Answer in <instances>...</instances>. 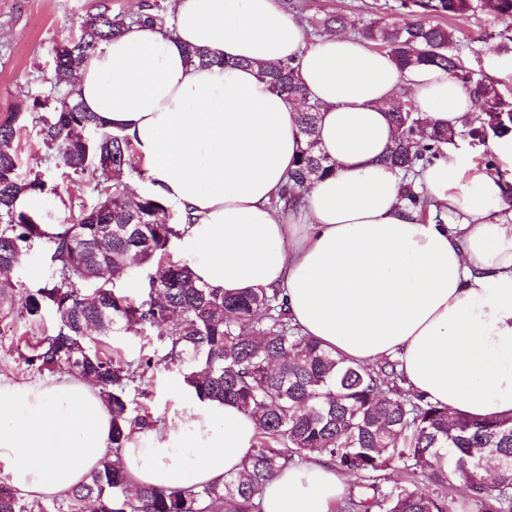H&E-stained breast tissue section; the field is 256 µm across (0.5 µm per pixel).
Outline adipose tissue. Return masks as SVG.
<instances>
[{
  "mask_svg": "<svg viewBox=\"0 0 512 512\" xmlns=\"http://www.w3.org/2000/svg\"><path fill=\"white\" fill-rule=\"evenodd\" d=\"M172 26L133 24L103 42L75 92L144 164L138 194L175 209L192 268L233 294L284 289L302 335L348 360H398L406 386L474 417L512 416V133L489 141L500 174L459 150L417 178L449 221L422 218L384 162L388 105L407 97L431 125L461 129L472 95L434 66L401 71L343 33L307 39L282 0H173ZM204 52L192 64L188 49ZM294 61L319 103V151L336 164L298 212L271 201L300 153L297 101L260 66ZM112 414L87 379L0 381V474L33 496L64 495L112 454ZM253 419L195 402L189 425L132 434L133 487L220 484L253 451ZM344 489L321 464L267 482L262 512H331Z\"/></svg>",
  "mask_w": 512,
  "mask_h": 512,
  "instance_id": "adipose-tissue-1",
  "label": "adipose tissue"
}]
</instances>
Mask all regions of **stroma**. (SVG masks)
<instances>
[{
	"label": "stroma",
	"mask_w": 512,
	"mask_h": 512,
	"mask_svg": "<svg viewBox=\"0 0 512 512\" xmlns=\"http://www.w3.org/2000/svg\"><path fill=\"white\" fill-rule=\"evenodd\" d=\"M375 0H285L288 11L300 22L327 13L358 11L363 19L373 18ZM133 0H0V118L11 112H32L33 101L50 93L45 77L53 65L56 49L78 32L80 22L98 12L132 14ZM463 44V56L470 67L483 71L500 83L504 93L512 94V53H502L500 32L512 33V20L482 14L480 20L447 18ZM16 146L21 172L43 173L56 185L57 194L31 200V208L44 214L48 223L69 224L78 217L80 207L92 204L98 182L78 181L63 176L52 155L40 142L34 122H27ZM53 314H45L41 331L49 332ZM40 333L29 331L26 323L13 316L0 319V380L37 384L52 380L50 372H39L24 362ZM156 331H121L112 344L128 358L149 357L153 367L141 383L142 404L163 423L186 421L193 401L186 392L181 372L167 365L156 340Z\"/></svg>",
	"instance_id": "1"
}]
</instances>
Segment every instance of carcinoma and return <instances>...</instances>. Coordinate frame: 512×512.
<instances>
[{
  "label": "carcinoma",
  "instance_id": "1",
  "mask_svg": "<svg viewBox=\"0 0 512 512\" xmlns=\"http://www.w3.org/2000/svg\"><path fill=\"white\" fill-rule=\"evenodd\" d=\"M490 9L512 19V0H392L375 6L366 23L347 14L313 19L310 34L347 31L388 53L402 69L430 65L469 90L479 115L467 121L472 139L512 132V102L486 76L465 65L453 29L439 22L452 16L479 19ZM407 16L395 25L389 13ZM169 23L146 3L134 16L106 11L88 16L79 33L57 50L50 89L62 102L36 117L37 134L68 177L102 174L103 186L71 224L52 225L19 201L55 192L44 175H20L15 140L26 117L0 119V268H15L33 249L48 246L51 278L36 289L0 279V315L31 323L45 311L56 315L25 363L41 372L80 375L97 386L112 413V457L87 480L53 502L54 512H260L265 484L283 468L312 457L326 458L358 475L360 491L340 512H512V418L473 419L428 401L405 387L398 362L384 358L359 365L336 357L291 325L282 290L226 294L198 280L191 263L174 258L181 233L168 223V206L130 190L128 179L144 175L133 143L104 128L96 113L75 97L74 72L100 44L131 24ZM272 92L306 98L292 61L260 70ZM319 106L297 113L304 146L296 168L273 198L274 206H296L306 184L331 174L335 164L316 151ZM396 135L384 162L407 176L444 155L456 131L430 127L411 101L389 110ZM403 197L421 215L442 222L432 202L409 185ZM136 284L141 298L127 293ZM158 327L164 361L181 369L185 388L201 402H226L256 425L253 453L243 472L221 485L188 484L176 489L128 491L121 449L136 430L157 428L161 419L138 403L139 381L151 359L130 360L112 351L108 337L119 330ZM395 460L406 463L408 480L388 483ZM424 474L440 486L427 494L415 485ZM468 491L460 503L454 483ZM0 512H47L39 499L0 483Z\"/></svg>",
  "mask_w": 512,
  "mask_h": 512
}]
</instances>
